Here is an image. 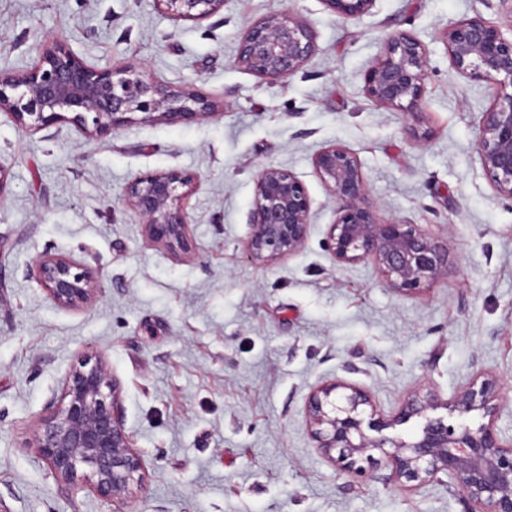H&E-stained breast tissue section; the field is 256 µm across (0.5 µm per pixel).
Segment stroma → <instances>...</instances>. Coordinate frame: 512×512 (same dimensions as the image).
<instances>
[{
    "instance_id": "35a3bbf8",
    "label": "stroma",
    "mask_w": 512,
    "mask_h": 512,
    "mask_svg": "<svg viewBox=\"0 0 512 512\" xmlns=\"http://www.w3.org/2000/svg\"><path fill=\"white\" fill-rule=\"evenodd\" d=\"M284 11L315 30L316 52L269 83L234 58L248 24ZM477 15L512 32L498 0H375L351 20L322 0H225L200 23L154 0H0L1 70L32 65L60 35L98 67L131 63L221 106L106 139L65 123L31 131L0 112V512H466L447 484L387 481L381 460L363 479L338 474L305 406L314 387L341 380L368 389L384 418L411 393L446 400L490 371L503 383L497 425L512 435V202L473 148L493 91L458 74L442 40ZM396 29L427 51L417 121L364 91ZM334 143L357 154L380 221H410L447 244L446 277L405 295L372 261H336L326 241L338 204L313 166ZM269 164L304 182L312 209L302 249L263 264L245 245L254 178ZM169 169L200 177L184 203L186 254L149 239L123 199L137 174ZM45 256L92 271L99 292L87 306L49 298L37 274ZM90 352L121 383L148 471L119 508L84 478L58 484L31 446Z\"/></svg>"
}]
</instances>
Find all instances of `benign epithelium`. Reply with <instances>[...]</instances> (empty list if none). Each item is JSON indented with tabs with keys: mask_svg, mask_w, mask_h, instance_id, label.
Masks as SVG:
<instances>
[{
	"mask_svg": "<svg viewBox=\"0 0 512 512\" xmlns=\"http://www.w3.org/2000/svg\"><path fill=\"white\" fill-rule=\"evenodd\" d=\"M344 19L367 13L374 0H322ZM180 20L202 22L224 8V0H154ZM451 65L461 75L487 83L494 99L483 113L475 149L498 194L512 200V38L479 16L461 20L444 33ZM316 51V33L289 12L251 23L244 31L235 65L269 82L297 73ZM427 78L424 45L409 31L387 36L383 51L364 76V91L382 107L418 116ZM219 105L197 89L164 86L135 66L98 68L76 54L68 41L50 37L38 58L19 71L0 70V112L21 126L39 131L68 123L77 131L109 138L132 123L163 120L172 125L206 119ZM320 180L339 207L329 231L330 248L340 263L371 260L386 284L413 294L443 278L448 246L426 236L407 221L378 222L367 202L368 186L360 161L349 148L330 144L314 157ZM199 177L184 170L147 171L125 187L124 201L143 220L148 237L174 252L190 248L184 200ZM311 198L291 170L266 165L255 178L250 213L248 255L275 262L290 257L307 238ZM40 282L58 305L77 309L96 293L92 273L66 256L38 262ZM63 404L49 403L34 432L33 448L61 483L83 472L95 493L122 502L143 483L147 470L124 423L121 386L99 353L88 354L64 378ZM499 379L479 372L449 399L415 392L391 415L375 423L377 430L423 418L410 441L385 435L373 438L363 430L365 414L376 405L366 389L335 380L316 386L309 395L306 421L317 451L352 478L367 476L363 462L380 451L393 482L420 486L446 476L465 496L467 512H512V440L497 429ZM445 408L460 417L474 411L487 422L473 429L460 422L430 417ZM338 455H333V452Z\"/></svg>",
	"mask_w": 512,
	"mask_h": 512,
	"instance_id": "1",
	"label": "benign epithelium"
}]
</instances>
